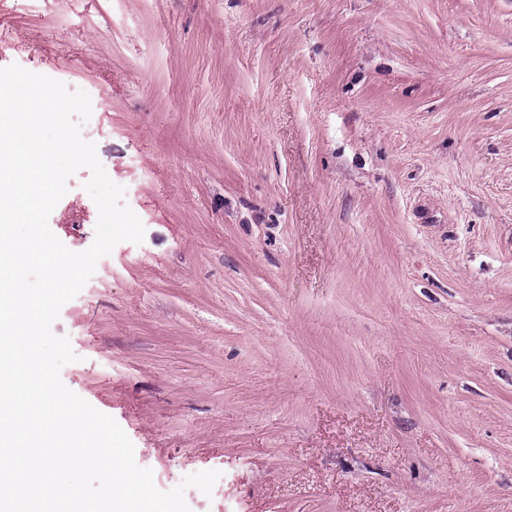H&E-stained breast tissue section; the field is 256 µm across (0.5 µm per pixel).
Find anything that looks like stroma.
<instances>
[{
    "label": "stroma",
    "instance_id": "obj_1",
    "mask_svg": "<svg viewBox=\"0 0 512 512\" xmlns=\"http://www.w3.org/2000/svg\"><path fill=\"white\" fill-rule=\"evenodd\" d=\"M13 63L88 93L145 228L52 330L159 489L512 512V0H0Z\"/></svg>",
    "mask_w": 512,
    "mask_h": 512
}]
</instances>
